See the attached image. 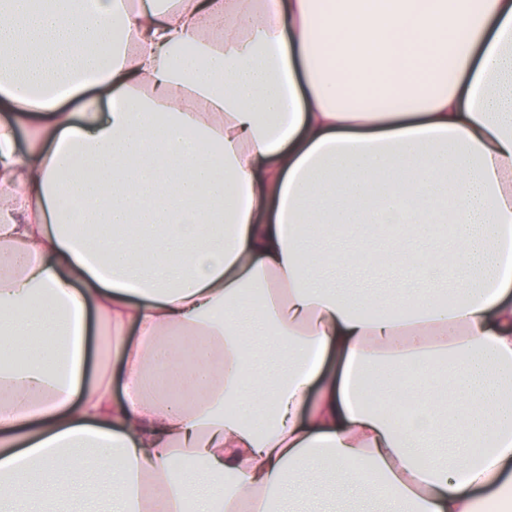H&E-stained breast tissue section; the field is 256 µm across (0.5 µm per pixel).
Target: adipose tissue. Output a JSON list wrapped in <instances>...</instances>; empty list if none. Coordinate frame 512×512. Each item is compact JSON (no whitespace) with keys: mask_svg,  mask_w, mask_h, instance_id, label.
I'll return each mask as SVG.
<instances>
[{"mask_svg":"<svg viewBox=\"0 0 512 512\" xmlns=\"http://www.w3.org/2000/svg\"><path fill=\"white\" fill-rule=\"evenodd\" d=\"M0 106V512L512 496V0H0Z\"/></svg>","mask_w":512,"mask_h":512,"instance_id":"1","label":"adipose tissue"}]
</instances>
